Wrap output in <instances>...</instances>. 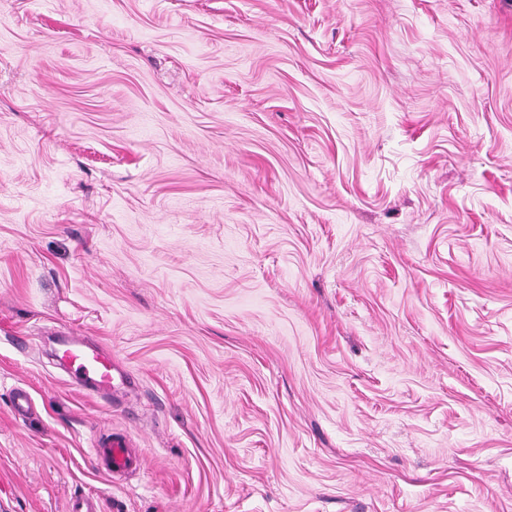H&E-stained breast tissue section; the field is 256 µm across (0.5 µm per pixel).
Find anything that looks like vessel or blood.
Wrapping results in <instances>:
<instances>
[{
  "label": "vessel or blood",
  "instance_id": "b4317fda",
  "mask_svg": "<svg viewBox=\"0 0 512 512\" xmlns=\"http://www.w3.org/2000/svg\"><path fill=\"white\" fill-rule=\"evenodd\" d=\"M55 359L70 377L72 387L91 394H111L112 352L92 337L58 336ZM96 453L104 458L113 475L131 473L143 464L142 458L130 450L125 437L118 434L99 439Z\"/></svg>",
  "mask_w": 512,
  "mask_h": 512
}]
</instances>
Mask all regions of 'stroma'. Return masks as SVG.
Masks as SVG:
<instances>
[{
  "instance_id": "1",
  "label": "stroma",
  "mask_w": 512,
  "mask_h": 512,
  "mask_svg": "<svg viewBox=\"0 0 512 512\" xmlns=\"http://www.w3.org/2000/svg\"><path fill=\"white\" fill-rule=\"evenodd\" d=\"M76 498L512 512V0H0V512ZM55 359L68 374L72 387L80 392L108 395L112 393V351L90 336H56ZM96 453L104 458L109 473L129 474L141 469L143 460L130 450L123 435L112 434L97 441Z\"/></svg>"
}]
</instances>
